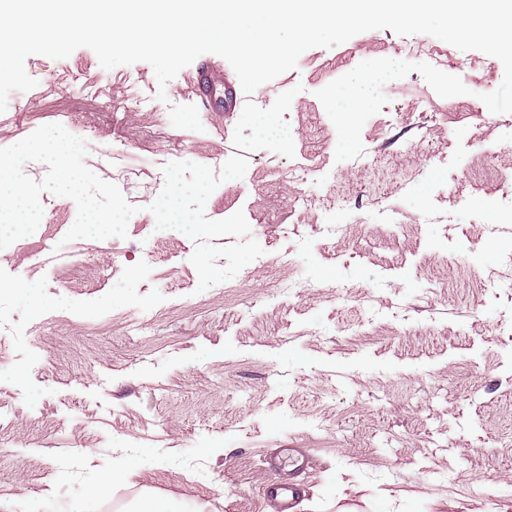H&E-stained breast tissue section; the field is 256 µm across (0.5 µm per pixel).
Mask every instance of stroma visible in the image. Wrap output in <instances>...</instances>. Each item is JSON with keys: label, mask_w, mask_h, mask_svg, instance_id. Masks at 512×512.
Wrapping results in <instances>:
<instances>
[{"label": "stroma", "mask_w": 512, "mask_h": 512, "mask_svg": "<svg viewBox=\"0 0 512 512\" xmlns=\"http://www.w3.org/2000/svg\"><path fill=\"white\" fill-rule=\"evenodd\" d=\"M406 41L378 29L309 49L249 94L206 53L163 101L145 62L107 70L86 47L26 58L37 85L10 94L0 148L60 124L102 179L139 170L126 194L139 211L126 237L69 242L77 207L45 192L37 230L0 250V282L34 289L0 293V512H130L145 491L186 512H275L258 488L281 448L309 458L296 512H512V222L487 223L499 194L474 174H512V113L440 97L414 72L365 123L362 154L339 162L316 96ZM431 44L433 66L465 86L501 85L497 58ZM202 65L223 70L236 103L195 97ZM236 155L244 178L221 182L205 213L243 211L252 238L291 259L298 295L274 292V267L199 290L193 241L155 228L165 164L218 171ZM300 164L308 183L290 177ZM391 209L400 223H382ZM329 222L339 237L320 234ZM132 244L144 265L126 260ZM121 467L131 484L83 498Z\"/></svg>", "instance_id": "1"}]
</instances>
